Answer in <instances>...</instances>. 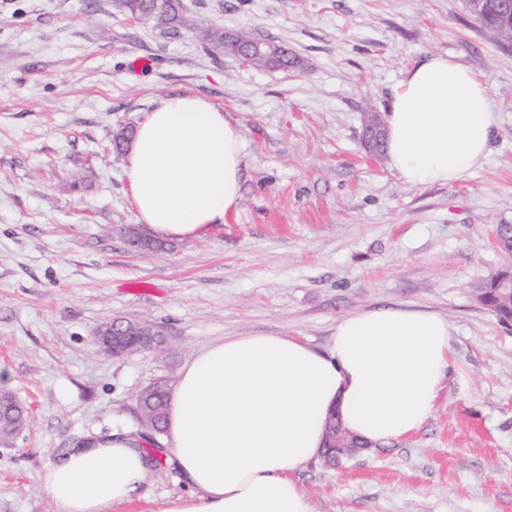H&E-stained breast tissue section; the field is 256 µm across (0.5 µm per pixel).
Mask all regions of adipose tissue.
I'll list each match as a JSON object with an SVG mask.
<instances>
[{"label":"adipose tissue","instance_id":"1","mask_svg":"<svg viewBox=\"0 0 512 512\" xmlns=\"http://www.w3.org/2000/svg\"><path fill=\"white\" fill-rule=\"evenodd\" d=\"M390 169L411 184L464 179L486 158L498 114L484 81L444 55L408 68L383 115ZM243 137L195 96L162 99L126 157L129 192L153 236L198 238L236 211ZM447 318L402 307L340 317L327 351L296 336H226L180 368L166 451L187 494L162 512H312L294 479L318 456L330 414L373 445L416 432L434 411L452 349ZM154 465L126 430L89 437L48 468L55 512H111L150 483Z\"/></svg>","mask_w":512,"mask_h":512}]
</instances>
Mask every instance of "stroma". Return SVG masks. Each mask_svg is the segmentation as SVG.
I'll use <instances>...</instances> for the list:
<instances>
[{
    "label": "stroma",
    "instance_id": "obj_1",
    "mask_svg": "<svg viewBox=\"0 0 512 512\" xmlns=\"http://www.w3.org/2000/svg\"><path fill=\"white\" fill-rule=\"evenodd\" d=\"M183 2L199 27L166 36L112 0H0V368L28 412L0 444V512H54L42 476L87 436L125 429L164 447L136 395L174 385L208 342L273 333L323 351L337 319L387 306L451 324L436 410L406 438L307 462L294 478L312 512H512V328L474 293L506 264L491 234L512 224V50L467 0ZM211 26L284 43L295 64L211 55ZM435 54L485 80L499 126L464 180L412 185L367 156L363 117ZM175 95L240 130L238 211L200 238L134 251L125 159L107 147ZM113 319L151 327L161 346L102 352L96 331ZM184 491L163 461L113 512H162Z\"/></svg>",
    "mask_w": 512,
    "mask_h": 512
}]
</instances>
